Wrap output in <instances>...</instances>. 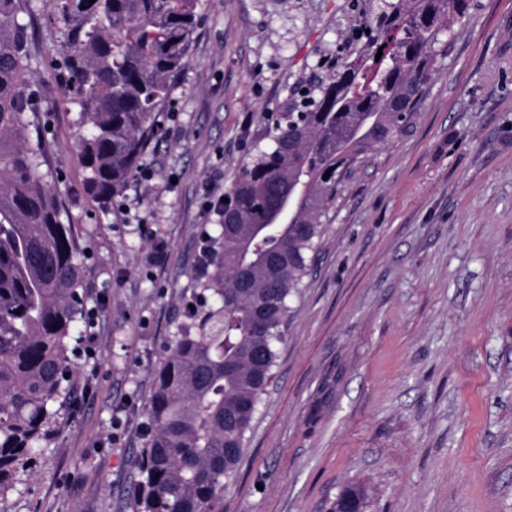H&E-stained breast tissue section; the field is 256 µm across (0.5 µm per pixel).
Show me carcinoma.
<instances>
[{
    "label": "carcinoma",
    "instance_id": "obj_1",
    "mask_svg": "<svg viewBox=\"0 0 512 512\" xmlns=\"http://www.w3.org/2000/svg\"><path fill=\"white\" fill-rule=\"evenodd\" d=\"M24 0H0V512L69 407L70 342L82 320L76 231L45 181ZM200 0H57L61 69L80 112L88 191L123 196L190 62ZM467 0H382L362 50L272 119L274 146L247 165L200 271L170 355L154 375L135 512H214L237 471L276 347L339 186L413 122ZM381 58H376L377 52ZM292 188L299 210L274 222ZM358 486L331 512L364 508Z\"/></svg>",
    "mask_w": 512,
    "mask_h": 512
}]
</instances>
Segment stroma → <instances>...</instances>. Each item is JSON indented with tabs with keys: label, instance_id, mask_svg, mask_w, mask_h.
Here are the masks:
<instances>
[{
	"label": "stroma",
	"instance_id": "1",
	"mask_svg": "<svg viewBox=\"0 0 512 512\" xmlns=\"http://www.w3.org/2000/svg\"><path fill=\"white\" fill-rule=\"evenodd\" d=\"M377 0H202L161 133L121 198L83 188L63 30L29 0L48 182L74 225L96 341L9 512H133L154 374L192 294L207 202L272 115L361 46ZM236 474L215 512H512V0H469L413 124L324 220ZM163 249L161 265L148 263Z\"/></svg>",
	"mask_w": 512,
	"mask_h": 512
}]
</instances>
